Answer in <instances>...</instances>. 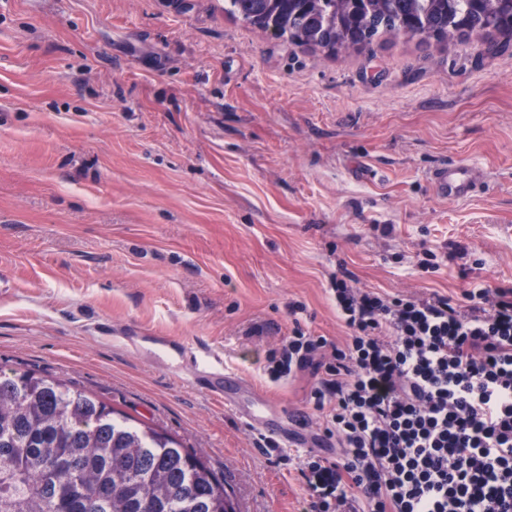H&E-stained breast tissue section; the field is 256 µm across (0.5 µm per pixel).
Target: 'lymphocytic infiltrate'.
<instances>
[{
  "label": "lymphocytic infiltrate",
  "mask_w": 512,
  "mask_h": 512,
  "mask_svg": "<svg viewBox=\"0 0 512 512\" xmlns=\"http://www.w3.org/2000/svg\"><path fill=\"white\" fill-rule=\"evenodd\" d=\"M339 269L344 346L294 330L273 379L314 366L327 457L299 467L302 512H512V289L401 299Z\"/></svg>",
  "instance_id": "lymphocytic-infiltrate-1"
}]
</instances>
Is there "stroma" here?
Returning a JSON list of instances; mask_svg holds the SVG:
<instances>
[{
	"label": "stroma",
	"instance_id": "35a3bbf8",
	"mask_svg": "<svg viewBox=\"0 0 512 512\" xmlns=\"http://www.w3.org/2000/svg\"><path fill=\"white\" fill-rule=\"evenodd\" d=\"M449 161L485 187L439 197ZM341 266L398 298L512 288V46L329 56L224 0H0V371L167 432L239 512H299L300 449H262L141 335L221 352L237 405L266 395L320 448L313 369L264 365L297 328L344 344Z\"/></svg>",
	"mask_w": 512,
	"mask_h": 512
}]
</instances>
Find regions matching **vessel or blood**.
<instances>
[{"instance_id":"obj_1","label":"vessel or blood","mask_w":512,"mask_h":512,"mask_svg":"<svg viewBox=\"0 0 512 512\" xmlns=\"http://www.w3.org/2000/svg\"><path fill=\"white\" fill-rule=\"evenodd\" d=\"M436 192L448 199H457L476 192L482 185L483 176L473 168L456 162H449L433 169L430 175ZM161 346L169 352L170 367L180 370L187 369L188 381L197 388L216 398H228L231 386L239 384V376L225 370L221 358L216 354H208L204 365L190 364L188 358L190 348L185 345L161 339ZM238 416L249 426L271 438H286V431L266 416L265 402H258L256 407L241 408Z\"/></svg>"}]
</instances>
